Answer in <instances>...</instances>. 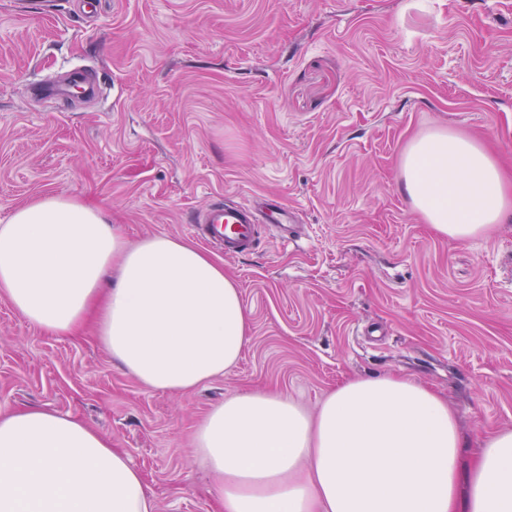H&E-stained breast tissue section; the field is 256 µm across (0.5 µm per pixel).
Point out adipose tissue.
<instances>
[{
  "mask_svg": "<svg viewBox=\"0 0 512 512\" xmlns=\"http://www.w3.org/2000/svg\"><path fill=\"white\" fill-rule=\"evenodd\" d=\"M403 187L440 236L465 242L512 216V186L467 136L439 127L402 152ZM0 295L69 335L103 300L102 342L153 389L178 393L234 366L250 320L238 284L203 251L157 235L129 245L101 210L49 194L0 224ZM454 412L409 378L356 377L310 413L247 391L213 407L195 448L224 512H512V430L472 461ZM0 512H156L141 471L84 423L0 407Z\"/></svg>",
  "mask_w": 512,
  "mask_h": 512,
  "instance_id": "adipose-tissue-1",
  "label": "adipose tissue"
}]
</instances>
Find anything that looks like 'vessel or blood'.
I'll return each instance as SVG.
<instances>
[{
  "instance_id": "vessel-or-blood-1",
  "label": "vessel or blood",
  "mask_w": 512,
  "mask_h": 512,
  "mask_svg": "<svg viewBox=\"0 0 512 512\" xmlns=\"http://www.w3.org/2000/svg\"><path fill=\"white\" fill-rule=\"evenodd\" d=\"M264 224L272 226L284 243L301 234L298 209L271 194L259 195L248 205L230 197L212 203L195 217L188 231L192 237L223 248L225 254L239 255L257 245Z\"/></svg>"
}]
</instances>
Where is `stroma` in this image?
I'll use <instances>...</instances> for the list:
<instances>
[{
  "label": "stroma",
  "mask_w": 512,
  "mask_h": 512,
  "mask_svg": "<svg viewBox=\"0 0 512 512\" xmlns=\"http://www.w3.org/2000/svg\"><path fill=\"white\" fill-rule=\"evenodd\" d=\"M85 67L103 93L34 87ZM437 126L512 179V0H0V222L50 193L101 207L130 243L183 242L192 214L272 193L304 234L223 262L250 317L224 376L139 382L95 325L52 336L0 296V406L47 407L126 451L157 512H223L193 434L232 395L315 410L356 376H404L456 411L474 455L512 429V218L458 242L400 190Z\"/></svg>",
  "instance_id": "35a3bbf8"
}]
</instances>
